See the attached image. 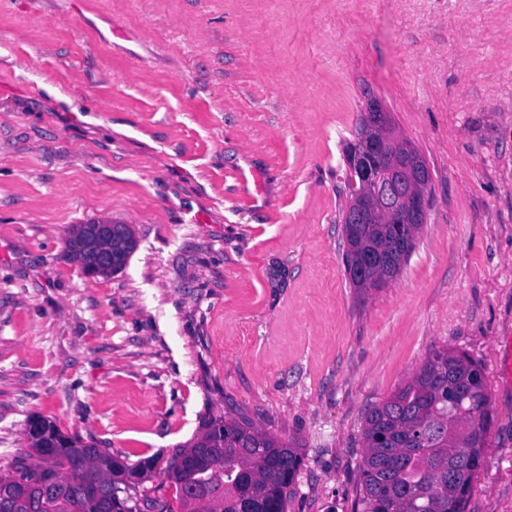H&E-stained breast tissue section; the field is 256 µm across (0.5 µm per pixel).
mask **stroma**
<instances>
[{"instance_id":"obj_1","label":"stroma","mask_w":512,"mask_h":512,"mask_svg":"<svg viewBox=\"0 0 512 512\" xmlns=\"http://www.w3.org/2000/svg\"><path fill=\"white\" fill-rule=\"evenodd\" d=\"M370 96L431 202L360 297L344 146ZM91 219L135 233L114 274L68 251ZM442 348L489 394L464 510L512 512V0H0V472L38 414L152 460L145 512L181 446L245 418L300 448L288 512H354L366 413Z\"/></svg>"}]
</instances>
